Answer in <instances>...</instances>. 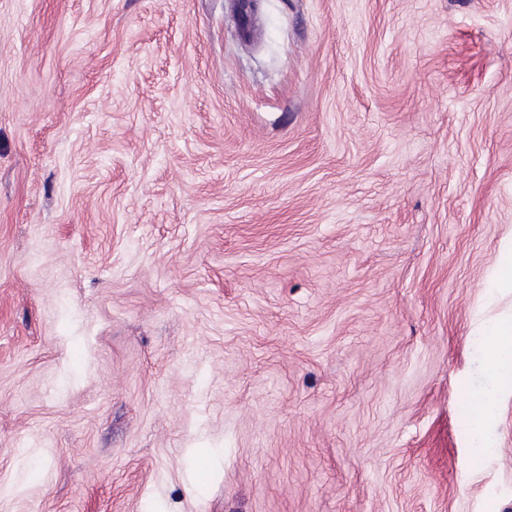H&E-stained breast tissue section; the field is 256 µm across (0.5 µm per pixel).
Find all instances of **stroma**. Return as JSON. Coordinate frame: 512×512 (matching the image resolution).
I'll return each mask as SVG.
<instances>
[{"instance_id":"stroma-1","label":"stroma","mask_w":512,"mask_h":512,"mask_svg":"<svg viewBox=\"0 0 512 512\" xmlns=\"http://www.w3.org/2000/svg\"><path fill=\"white\" fill-rule=\"evenodd\" d=\"M253 26L0 0V512H512V0ZM486 336H488L486 346L490 366L496 370H505L512 375V322L491 330ZM507 356L510 357V361L505 365L504 359Z\"/></svg>"}]
</instances>
